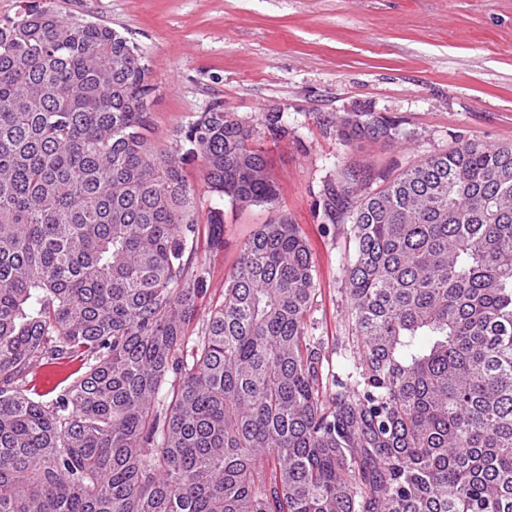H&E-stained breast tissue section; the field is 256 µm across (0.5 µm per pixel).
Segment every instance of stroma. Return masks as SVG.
Listing matches in <instances>:
<instances>
[{"mask_svg":"<svg viewBox=\"0 0 512 512\" xmlns=\"http://www.w3.org/2000/svg\"><path fill=\"white\" fill-rule=\"evenodd\" d=\"M61 14L103 22L137 45L151 69L152 139L175 149L214 104L249 120L280 186L273 205L212 193L202 161L187 164L196 215L224 212V246L200 244L207 301L257 225L288 214L316 281L311 318L328 347L348 334L342 267L348 226L324 210L349 164L393 176L465 141L512 144V0H49ZM283 113L287 137L263 131ZM369 112L393 122L392 145L345 141L337 121Z\"/></svg>","mask_w":512,"mask_h":512,"instance_id":"obj_1","label":"stroma"}]
</instances>
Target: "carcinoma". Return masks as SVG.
I'll return each mask as SVG.
<instances>
[{
	"instance_id": "1",
	"label": "carcinoma",
	"mask_w": 512,
	"mask_h": 512,
	"mask_svg": "<svg viewBox=\"0 0 512 512\" xmlns=\"http://www.w3.org/2000/svg\"><path fill=\"white\" fill-rule=\"evenodd\" d=\"M150 73L41 0L0 19V512H512V144L341 169L325 210L349 223L351 336L326 386L287 215L200 318L197 246L224 247V213L198 223L185 165L242 206L278 188L219 103L181 154L151 144ZM265 127L288 133L279 112ZM340 134L398 130L367 114ZM76 359L52 397L26 382Z\"/></svg>"
}]
</instances>
